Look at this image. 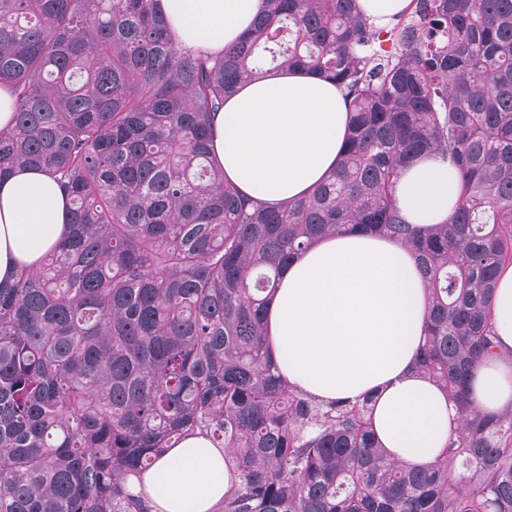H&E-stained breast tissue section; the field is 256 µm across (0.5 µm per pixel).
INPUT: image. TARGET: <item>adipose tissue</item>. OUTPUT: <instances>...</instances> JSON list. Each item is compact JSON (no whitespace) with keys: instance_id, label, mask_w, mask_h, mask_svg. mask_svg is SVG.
<instances>
[{"instance_id":"obj_1","label":"adipose tissue","mask_w":512,"mask_h":512,"mask_svg":"<svg viewBox=\"0 0 512 512\" xmlns=\"http://www.w3.org/2000/svg\"><path fill=\"white\" fill-rule=\"evenodd\" d=\"M187 47L222 52L247 30L263 0H161ZM349 122L342 90L296 69L244 83L215 117L214 154L224 176L255 201L308 195L339 159ZM408 223H444L460 177L440 157L417 158L395 184ZM66 199L39 168L0 180V281L37 265L64 238ZM428 289L412 252L386 236L341 231L298 253L266 304L267 354L282 381L313 397L373 396L369 421L395 461L430 465L459 425L447 395L421 378L417 350ZM500 354L481 362L471 397L485 412L512 406V265L498 273L492 305ZM230 486L223 449L202 434L168 449L132 491L151 512H216Z\"/></svg>"}]
</instances>
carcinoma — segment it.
<instances>
[{
    "label": "carcinoma",
    "instance_id": "1",
    "mask_svg": "<svg viewBox=\"0 0 512 512\" xmlns=\"http://www.w3.org/2000/svg\"><path fill=\"white\" fill-rule=\"evenodd\" d=\"M378 29L356 0H263L224 53L191 52L160 0H0V177L44 168L68 233L0 283V512H149L129 490L198 432L227 452L218 512H512V407L469 377L499 355L497 274L512 264V0H411ZM301 68L343 89L337 167L277 208L244 199L211 154L244 82ZM436 154L462 176L443 224L407 223L401 170ZM410 248L428 283L418 371L459 431L426 469L388 458L369 400L277 379L267 296L340 229Z\"/></svg>",
    "mask_w": 512,
    "mask_h": 512
}]
</instances>
